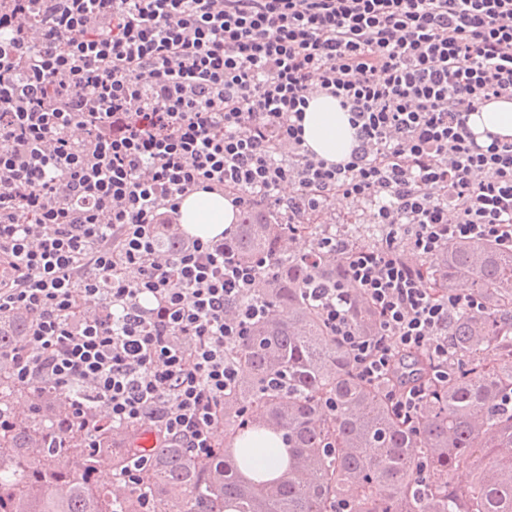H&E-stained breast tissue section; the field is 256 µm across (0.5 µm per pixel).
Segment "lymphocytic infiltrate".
<instances>
[{"label": "lymphocytic infiltrate", "mask_w": 512, "mask_h": 512, "mask_svg": "<svg viewBox=\"0 0 512 512\" xmlns=\"http://www.w3.org/2000/svg\"><path fill=\"white\" fill-rule=\"evenodd\" d=\"M313 87L351 114L347 162L303 145ZM494 99L512 100V0H0V319L30 316L0 359L88 436L146 428L213 454L270 261H239L233 228L182 233L201 189L274 212L289 250L337 199L370 208L379 247L303 250L348 264L311 295L363 381L403 352L447 376L448 321L482 301L422 268L452 239L512 247V141L467 124ZM351 316L355 328L364 335H373L377 332V319L369 303L359 297L353 301Z\"/></svg>", "instance_id": "obj_1"}]
</instances>
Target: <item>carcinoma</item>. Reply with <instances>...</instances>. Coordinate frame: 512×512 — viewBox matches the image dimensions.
Instances as JSON below:
<instances>
[{
    "label": "carcinoma",
    "mask_w": 512,
    "mask_h": 512,
    "mask_svg": "<svg viewBox=\"0 0 512 512\" xmlns=\"http://www.w3.org/2000/svg\"><path fill=\"white\" fill-rule=\"evenodd\" d=\"M232 248L243 261L270 259L271 310L234 353L245 377L224 393V445L199 458L163 440L143 449L140 432L107 428L88 448L65 408L46 413L53 392L16 382L0 363V512H332L341 500L351 512H512V250L451 241L425 264L439 291L465 286L483 307L451 318L448 380L429 389L406 425L387 397L390 382L356 376L307 297L311 281L344 280V258L314 268L286 252L280 225L263 209L243 214ZM351 316L360 333L377 332L366 300L354 299ZM28 322L24 313L0 320V352L23 341ZM403 361L405 372L429 376L423 359ZM253 427L288 445L277 478L244 474L267 453L235 447ZM132 451L149 458L135 491L98 481L102 471L120 477ZM461 465L471 469L466 484L453 478Z\"/></svg>",
    "instance_id": "obj_1"
}]
</instances>
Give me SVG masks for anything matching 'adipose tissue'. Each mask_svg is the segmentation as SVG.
Masks as SVG:
<instances>
[{
  "instance_id": "obj_1",
  "label": "adipose tissue",
  "mask_w": 512,
  "mask_h": 512,
  "mask_svg": "<svg viewBox=\"0 0 512 512\" xmlns=\"http://www.w3.org/2000/svg\"><path fill=\"white\" fill-rule=\"evenodd\" d=\"M468 126L480 145H490L492 137L512 141V100H496L470 113ZM304 145L330 163L349 160L358 141L350 115L338 101L319 91H311L304 114ZM179 222L190 236L209 240L220 237L237 213L223 193L193 191L182 197Z\"/></svg>"
}]
</instances>
